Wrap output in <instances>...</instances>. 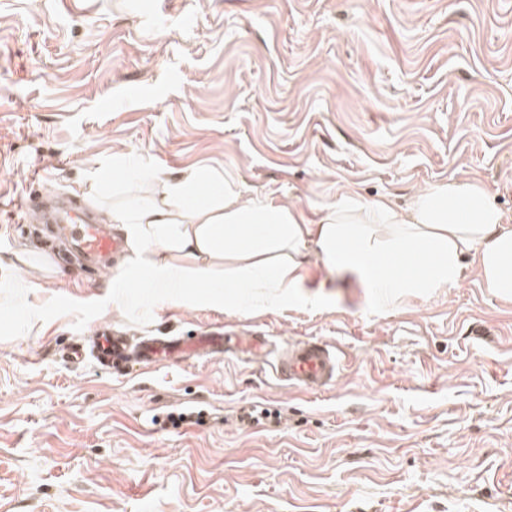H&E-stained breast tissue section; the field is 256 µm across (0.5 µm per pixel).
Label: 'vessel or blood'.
<instances>
[{"instance_id": "vessel-or-blood-1", "label": "vessel or blood", "mask_w": 512, "mask_h": 512, "mask_svg": "<svg viewBox=\"0 0 512 512\" xmlns=\"http://www.w3.org/2000/svg\"><path fill=\"white\" fill-rule=\"evenodd\" d=\"M59 227L86 256L101 260L121 248V241L103 224L76 218L71 210L59 213ZM93 348L102 366H110L113 358L125 355L131 363L158 365L163 360L187 355L220 357L229 353L245 356H265L277 377L296 392L305 395L332 385L340 371L341 358L330 345L307 340L289 344L286 350H277L270 336L249 332L229 336L223 333L204 334L193 342L179 337H145L137 345H129L121 336L104 333L93 339Z\"/></svg>"}]
</instances>
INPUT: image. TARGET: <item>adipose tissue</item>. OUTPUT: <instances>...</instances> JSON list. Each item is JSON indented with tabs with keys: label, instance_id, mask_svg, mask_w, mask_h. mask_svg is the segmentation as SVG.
<instances>
[{
	"label": "adipose tissue",
	"instance_id": "adipose-tissue-1",
	"mask_svg": "<svg viewBox=\"0 0 512 512\" xmlns=\"http://www.w3.org/2000/svg\"><path fill=\"white\" fill-rule=\"evenodd\" d=\"M145 180L151 200L105 213L125 235L123 272L112 279L118 305L135 286L188 310H271L293 300L318 307L323 296L303 290L315 261L357 277L380 309L454 287L468 268L491 295L512 299V224L476 180L418 189L403 206L347 195L315 220L205 167L175 177L134 172L127 184Z\"/></svg>",
	"mask_w": 512,
	"mask_h": 512
}]
</instances>
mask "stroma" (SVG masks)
Masks as SVG:
<instances>
[{"mask_svg":"<svg viewBox=\"0 0 512 512\" xmlns=\"http://www.w3.org/2000/svg\"><path fill=\"white\" fill-rule=\"evenodd\" d=\"M128 164L311 219L477 180L512 223V0H0V512H512V301L469 271L379 310L316 264V308L111 307L122 255L92 274L23 207L111 204ZM101 326L319 339L342 367L304 397L259 358H63Z\"/></svg>","mask_w":512,"mask_h":512,"instance_id":"35a3bbf8","label":"stroma"}]
</instances>
